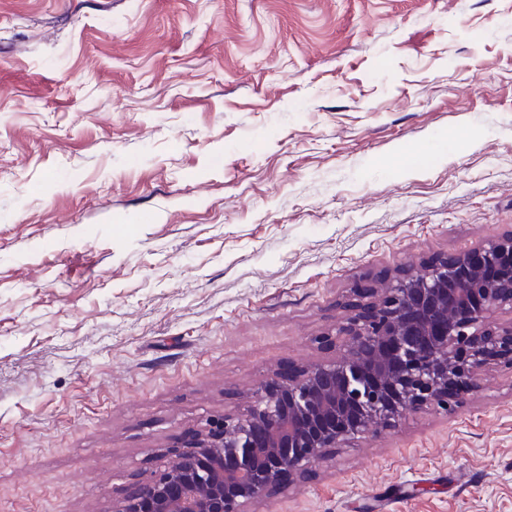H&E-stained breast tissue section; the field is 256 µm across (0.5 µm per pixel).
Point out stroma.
Instances as JSON below:
<instances>
[{
  "mask_svg": "<svg viewBox=\"0 0 512 512\" xmlns=\"http://www.w3.org/2000/svg\"><path fill=\"white\" fill-rule=\"evenodd\" d=\"M509 234L512 0H0V512H112ZM248 512H512V367Z\"/></svg>",
  "mask_w": 512,
  "mask_h": 512,
  "instance_id": "stroma-1",
  "label": "stroma"
}]
</instances>
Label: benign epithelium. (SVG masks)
I'll use <instances>...</instances> for the list:
<instances>
[{
    "mask_svg": "<svg viewBox=\"0 0 512 512\" xmlns=\"http://www.w3.org/2000/svg\"><path fill=\"white\" fill-rule=\"evenodd\" d=\"M356 308L333 340L340 361L268 378L245 412L211 419L113 512H246L370 427L453 408L487 361L512 367V318L489 321L512 310V235L412 270Z\"/></svg>",
    "mask_w": 512,
    "mask_h": 512,
    "instance_id": "benign-epithelium-1",
    "label": "benign epithelium"
}]
</instances>
